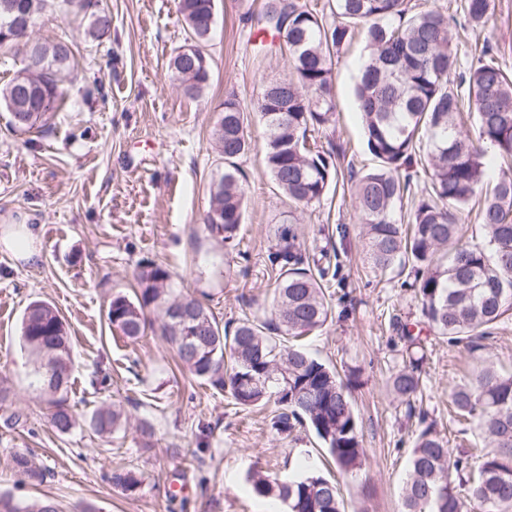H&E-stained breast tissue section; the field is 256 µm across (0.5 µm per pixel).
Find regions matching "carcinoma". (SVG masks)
I'll return each mask as SVG.
<instances>
[{"instance_id": "obj_1", "label": "carcinoma", "mask_w": 512, "mask_h": 512, "mask_svg": "<svg viewBox=\"0 0 512 512\" xmlns=\"http://www.w3.org/2000/svg\"><path fill=\"white\" fill-rule=\"evenodd\" d=\"M46 2L0 0V46L27 38ZM67 3L88 15L91 40L111 39L112 16L98 0ZM177 9L188 51L177 52L170 69L183 93L193 98L210 85L205 44L215 0H177ZM461 10L469 25L483 28L493 14L492 0H463ZM334 15L328 23L302 0H267L258 23L283 41L290 72L275 82L279 97L262 93L250 108L235 93L226 95L211 131L224 155V173L209 189L207 228L225 247H234L245 208L239 160L251 148L252 111L266 126L265 164L278 191L297 206L325 199L338 182L334 153L309 144L308 133L332 120L334 54L360 30L368 54L355 95L366 145L376 159L353 190L365 261L381 274L397 265L409 269V287L420 299L423 317L420 323L393 319L406 358L389 384L413 410L412 399L423 385L425 328L450 345L465 344L477 361L469 378L453 388L451 404L484 446L455 453L432 427L421 429L402 487V512H512V371H501L478 355L512 313V76L485 45L476 62L450 80L457 60L447 18L417 10L408 0H335ZM26 55L25 68L0 86V107L15 113L11 124L20 131L45 126L47 115L63 103L62 85L75 67L66 39H33ZM463 86L465 97L459 92ZM467 104L475 108L473 137L459 127ZM419 158L426 180L416 184L418 173L411 169ZM472 201L478 204L481 240L463 242L460 224ZM297 224L289 213L268 254L276 276L271 317L246 318L232 330L221 327L199 299L175 293L166 267L146 261L134 296H113L107 319L112 329L136 340L147 329L146 310L161 311L162 334L184 369L243 409L273 403L276 433L288 436L309 426L336 468L351 472L364 456L352 400L357 377L351 373L343 380L305 348L279 342L326 325L331 305L322 281L329 274L340 315L351 312L340 251L322 254L335 260L331 270L308 261ZM22 341L39 375L49 422L57 433L67 434L75 418L68 398L72 361L66 323L49 303L33 301L23 316ZM122 420L121 410L103 407L91 415L90 426L109 437ZM11 461L30 483L44 481L45 471L30 454L15 452ZM109 480L128 493L141 484L129 468L114 469ZM249 483L256 495L281 501L288 512H345L336 481L316 472L305 457L296 460L286 478L257 469ZM0 512L61 510L49 497L20 501L1 493Z\"/></svg>"}]
</instances>
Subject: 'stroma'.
<instances>
[{"mask_svg":"<svg viewBox=\"0 0 512 512\" xmlns=\"http://www.w3.org/2000/svg\"><path fill=\"white\" fill-rule=\"evenodd\" d=\"M265 0H217L206 50L212 59L208 90L183 94L168 63L186 32L176 0H100L112 16V37L92 42L86 19L65 0H50L33 38L69 37L77 67L63 88L64 105L42 130L13 131L0 109V239L28 225L41 250L40 262L17 258L0 242V384L10 399L0 406V492L20 499L54 498L62 512H284L282 503L249 490L256 469L283 473L289 453L313 449L312 432L278 436L270 409L244 410L224 393L177 366L159 332L132 341L108 326L113 295L131 294L139 264L164 265L172 283L195 294L219 324L263 316L271 308L274 281L267 254L276 231L296 211L309 254L326 245L337 225H346L344 272L351 283L352 312L332 316L322 331L303 340L316 358L337 370H358L354 392L363 430L361 468L337 475L346 512H399L413 440L420 426L391 394L386 379L401 365L404 343L392 316H419L417 300L401 286L398 272H374L364 260L365 242L350 191L329 192L321 203L298 210L276 190L264 163L265 125L251 113V152L241 159L246 210L233 254L204 227L209 187L223 171L211 129L224 95L235 91L251 104L262 89L289 73L280 49L263 51L253 18ZM491 27L456 42L461 66L474 49L490 44L500 66L512 72V0H493ZM366 57L354 34L333 59L335 121L314 131L317 145L337 150L342 175L361 174L374 163L353 94ZM104 98L85 101L92 84ZM43 300L65 320L71 341L69 401L77 418L58 434L36 383L34 365L21 341L27 305ZM472 367L470 352L438 339L427 343V387L417 410L434 422L451 449L477 444L460 434L450 416L451 388ZM99 387H91V379ZM120 404L128 422L112 437L89 426L92 413ZM15 410L25 422L4 425ZM155 431L153 448L140 445L139 421ZM27 451L44 468L33 485L14 474L11 456ZM134 468L142 484L132 494L112 486L107 475Z\"/></svg>","mask_w":512,"mask_h":512,"instance_id":"obj_1","label":"stroma"}]
</instances>
